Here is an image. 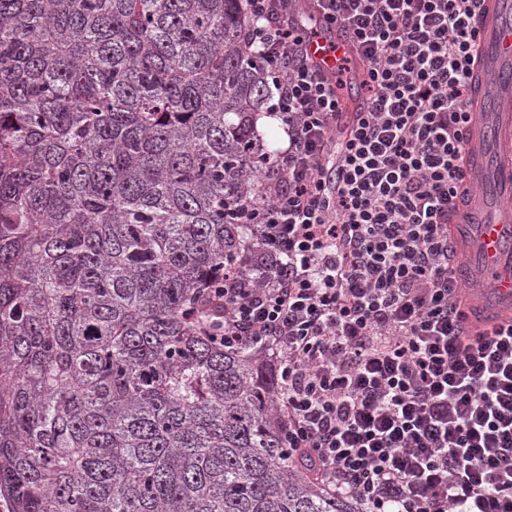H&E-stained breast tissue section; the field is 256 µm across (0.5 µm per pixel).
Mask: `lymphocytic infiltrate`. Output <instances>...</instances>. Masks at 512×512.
I'll list each match as a JSON object with an SVG mask.
<instances>
[{"label":"lymphocytic infiltrate","instance_id":"1","mask_svg":"<svg viewBox=\"0 0 512 512\" xmlns=\"http://www.w3.org/2000/svg\"><path fill=\"white\" fill-rule=\"evenodd\" d=\"M486 2L246 0L287 145L238 206L251 241L208 298L225 346L272 358L289 461L359 512H512V315L472 321L448 234L473 195ZM312 20L349 46L333 69L307 51Z\"/></svg>","mask_w":512,"mask_h":512}]
</instances>
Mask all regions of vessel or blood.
Masks as SVG:
<instances>
[{
  "label": "vessel or blood",
  "instance_id": "b4317fda",
  "mask_svg": "<svg viewBox=\"0 0 512 512\" xmlns=\"http://www.w3.org/2000/svg\"><path fill=\"white\" fill-rule=\"evenodd\" d=\"M474 30L482 114L473 127L479 147L467 157V172L484 183L482 204L464 210L450 231L456 241L477 234L483 277L474 280L467 264L457 276L475 281L473 306L483 307L482 293L492 294L491 312L498 315L512 312V266L500 261L503 253H512V0H493Z\"/></svg>",
  "mask_w": 512,
  "mask_h": 512
}]
</instances>
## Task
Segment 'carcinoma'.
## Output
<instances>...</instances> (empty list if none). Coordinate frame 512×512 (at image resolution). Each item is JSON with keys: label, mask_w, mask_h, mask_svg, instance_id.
<instances>
[{"label": "carcinoma", "mask_w": 512, "mask_h": 512, "mask_svg": "<svg viewBox=\"0 0 512 512\" xmlns=\"http://www.w3.org/2000/svg\"><path fill=\"white\" fill-rule=\"evenodd\" d=\"M243 0H0V490L16 512H359L200 323L274 86Z\"/></svg>", "instance_id": "carcinoma-1"}]
</instances>
